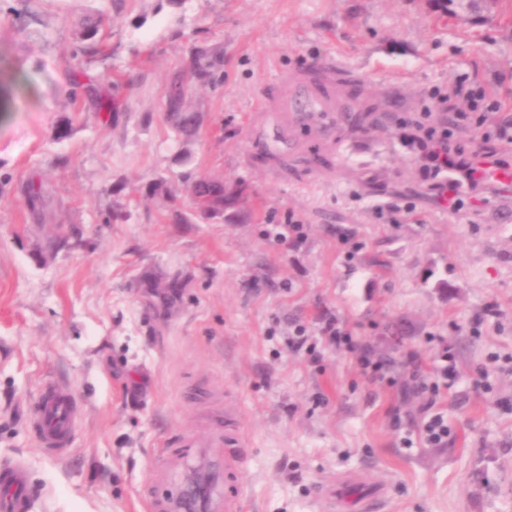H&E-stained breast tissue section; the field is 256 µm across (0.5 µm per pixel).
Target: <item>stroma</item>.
Returning <instances> with one entry per match:
<instances>
[{"label":"stroma","instance_id":"stroma-1","mask_svg":"<svg viewBox=\"0 0 512 512\" xmlns=\"http://www.w3.org/2000/svg\"><path fill=\"white\" fill-rule=\"evenodd\" d=\"M441 6L0 0V464L27 465L31 512H148L158 455L228 399L243 512H320L350 474L385 482L379 512H512V194L451 211L400 142L424 118L481 147L460 81L512 122V0ZM198 48L217 53L203 78ZM299 72L330 110L274 154L250 122ZM178 77L203 116L188 143ZM202 176L242 184L248 217L194 216ZM411 358L454 370L443 442ZM49 380L82 406L56 454L31 421ZM185 92L181 85L172 87L167 98L168 120L173 128L186 138L194 135L199 118L194 112H186L183 107Z\"/></svg>","mask_w":512,"mask_h":512}]
</instances>
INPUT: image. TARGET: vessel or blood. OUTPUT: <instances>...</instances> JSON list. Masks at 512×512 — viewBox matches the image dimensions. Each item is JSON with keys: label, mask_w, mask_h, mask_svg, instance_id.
I'll use <instances>...</instances> for the list:
<instances>
[{"label": "vessel or blood", "mask_w": 512, "mask_h": 512, "mask_svg": "<svg viewBox=\"0 0 512 512\" xmlns=\"http://www.w3.org/2000/svg\"><path fill=\"white\" fill-rule=\"evenodd\" d=\"M324 105L310 89L305 74L294 75L290 89L281 91L264 104L265 115L254 124L258 135L276 130L288 134L289 114L323 111ZM80 420V408L69 385L47 381L35 399L32 422L42 448L56 453L68 447ZM238 408L227 403L223 413L212 416L204 432L184 435L177 448L164 451L155 467L157 478H164L169 461L186 460L194 476L189 483L169 493L151 497L150 512H242L239 493L241 469L245 463ZM347 476L323 485L320 497L328 512H338L346 500V486L354 484ZM29 472L23 461L0 466V512H30Z\"/></svg>", "instance_id": "obj_1"}]
</instances>
